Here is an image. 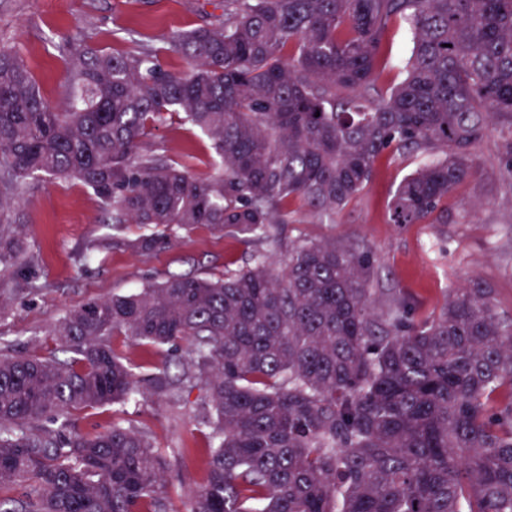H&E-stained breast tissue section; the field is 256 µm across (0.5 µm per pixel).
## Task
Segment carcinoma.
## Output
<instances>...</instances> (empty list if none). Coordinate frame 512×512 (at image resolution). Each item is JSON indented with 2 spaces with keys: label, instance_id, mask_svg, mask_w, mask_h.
Listing matches in <instances>:
<instances>
[{
  "label": "carcinoma",
  "instance_id": "carcinoma-1",
  "mask_svg": "<svg viewBox=\"0 0 512 512\" xmlns=\"http://www.w3.org/2000/svg\"><path fill=\"white\" fill-rule=\"evenodd\" d=\"M397 19L412 47L383 95L374 73ZM169 44L189 72L151 49L71 47L63 112L0 47L1 269L24 256L3 213L43 175L91 189L113 227L151 229L97 250L151 253L198 226L258 246L220 277L170 275L69 310L45 356L3 346L0 512H167L172 464L144 432L114 421L84 436L72 420L199 386L208 472L189 512H512V321L492 289L454 288L420 315L372 288L367 248L270 233L292 201L342 210L403 151L432 161L399 184L391 223H448L484 137L512 134V0H224L223 25ZM171 112L210 140L214 176L149 148ZM116 336L179 373L141 374Z\"/></svg>",
  "mask_w": 512,
  "mask_h": 512
}]
</instances>
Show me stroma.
<instances>
[{
  "label": "stroma",
  "mask_w": 512,
  "mask_h": 512,
  "mask_svg": "<svg viewBox=\"0 0 512 512\" xmlns=\"http://www.w3.org/2000/svg\"><path fill=\"white\" fill-rule=\"evenodd\" d=\"M224 21V0H0V43L19 51L46 100L57 111L67 107L69 46L97 51L139 52L150 45L166 68L188 72L189 60L171 50L172 33ZM411 48L401 25L388 34L385 58L375 84L387 91L400 78V62ZM512 135L491 130L478 150V179L466 183L448 203L444 224H393L388 207L400 181L424 161L421 154H384L365 190L341 211L315 216L293 204V222L283 236L334 239L369 247L376 258V287L405 292L423 313L440 306L449 289L476 280L492 288L497 310L512 318V185L502 177L500 159ZM150 146L170 163L201 179L215 172L209 139L171 113L155 130ZM21 225L22 264L0 269V341L15 350L45 355L54 344L46 329L84 302L123 293L172 274L221 276L250 262L254 248L243 237L196 228L177 246L148 254L124 249L95 250V240L113 234L133 238L138 224L113 229L100 199L76 181H32L19 206L9 212ZM20 281L27 292L14 294ZM203 389H194L177 408L157 401L88 409L73 419V430L92 434L120 420L146 432L162 449L188 447L180 469L186 486L168 489V512H187L189 486L202 481L208 440L198 426Z\"/></svg>",
  "instance_id": "1"
}]
</instances>
